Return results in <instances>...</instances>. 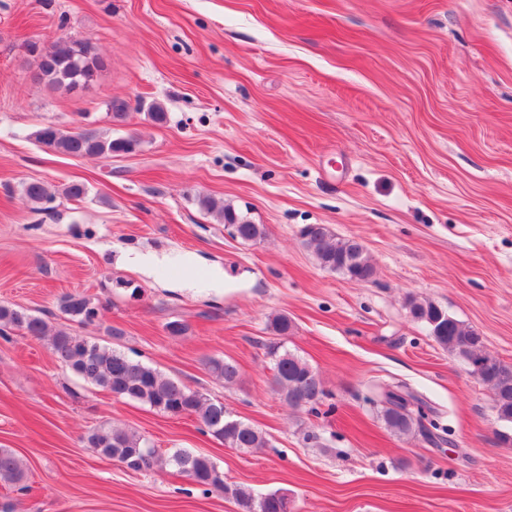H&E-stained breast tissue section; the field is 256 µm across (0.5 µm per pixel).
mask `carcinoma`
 Returning a JSON list of instances; mask_svg holds the SVG:
<instances>
[{
	"label": "carcinoma",
	"instance_id": "carcinoma-1",
	"mask_svg": "<svg viewBox=\"0 0 512 512\" xmlns=\"http://www.w3.org/2000/svg\"><path fill=\"white\" fill-rule=\"evenodd\" d=\"M25 49L37 60L36 79L58 90H77L92 82L104 66L103 59L89 42L66 35H60L49 43L29 42ZM106 108L113 121L119 124L126 122L129 116L127 101L111 100ZM35 137L40 144L58 153L106 160L133 153L139 146V141L130 136L114 137L94 129L68 130L53 123L38 129ZM22 192L27 201L40 210L54 200L49 187L40 181L24 183ZM197 205L219 223L231 228V236L235 239L256 242L266 236L265 225L241 218L233 208L211 196L198 197ZM301 237L321 268L336 272L351 282L372 279L374 267L358 239H341L326 224L306 225L301 230ZM58 308L61 314L81 324L90 323L98 316V309L81 294L62 296ZM407 309L411 319L425 326L441 348L465 361L471 371L490 386L498 419L512 425V366L487 353L480 334L434 303L410 297ZM269 328L285 338L292 331V321L287 315L278 314L270 319ZM7 329H19L36 338L49 336L50 349L58 362L83 381L170 416L194 415L206 431L230 448L248 450L267 445L260 430L231 418L223 403L214 402L199 391L162 376L149 365L135 361L112 347L100 345L66 329L51 334L42 318L1 304L0 331ZM269 355L274 358L275 382L281 398L293 408L315 409L326 395L318 373L303 359L287 351L279 352L277 346L270 348ZM209 369L226 383H232L238 377L237 366L230 361L212 359ZM389 389L387 384L374 385L379 401L384 404L381 418L387 430L397 436H413L420 432L419 419L395 413L387 407ZM87 442L100 456L117 461L134 472L150 470L161 464L169 465L198 484L224 491L241 512H253L258 503L261 504V512H288L286 494L275 491L256 497L245 488L227 485L224 473L207 456L177 450L164 459L142 435L121 428L97 429L87 436ZM25 478L21 460L10 449L0 448V486H16Z\"/></svg>",
	"mask_w": 512,
	"mask_h": 512
}]
</instances>
